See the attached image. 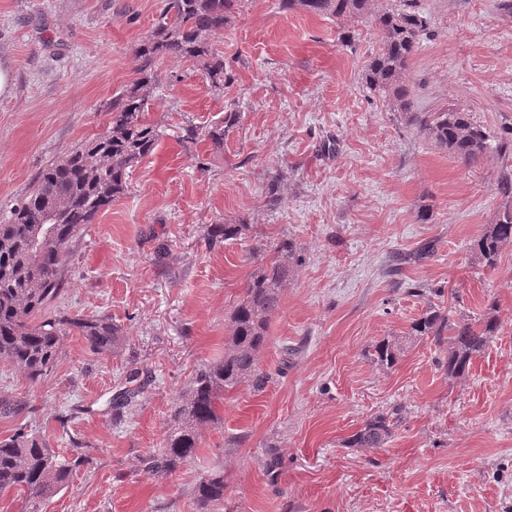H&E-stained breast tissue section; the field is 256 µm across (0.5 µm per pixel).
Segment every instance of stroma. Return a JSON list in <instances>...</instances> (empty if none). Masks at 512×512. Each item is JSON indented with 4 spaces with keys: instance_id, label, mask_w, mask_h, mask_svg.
Instances as JSON below:
<instances>
[{
    "instance_id": "35a3bbf8",
    "label": "stroma",
    "mask_w": 512,
    "mask_h": 512,
    "mask_svg": "<svg viewBox=\"0 0 512 512\" xmlns=\"http://www.w3.org/2000/svg\"><path fill=\"white\" fill-rule=\"evenodd\" d=\"M410 3L428 24L403 74L407 112L363 81L381 47L372 20L285 11L279 0H242L212 37L232 78L224 92L198 62L160 60L148 117L161 136L127 192L73 239L53 304L109 319L120 347L95 354L65 336L37 382L0 363V396L25 406L0 418L1 438L23 426L62 456L77 443L91 453L42 512H195L192 489L214 471L221 512H512V245L491 269L470 251L502 203L512 156L464 164L412 118L451 106L492 141L512 139V12L501 0H375L382 12ZM164 5L0 0V66L13 75L0 95V219L48 164L109 130L104 105L136 79L135 49ZM232 107L241 120L223 156L181 142L185 123ZM238 222L252 225L247 238L210 247V225ZM284 235L302 260L258 358L268 384L229 392L194 459L153 475L143 459L163 447L194 370L223 355L255 249ZM422 289L452 321L496 310L500 330L465 378H448L438 346L409 334ZM382 339L402 346L390 369L371 359ZM133 371L145 393L113 413ZM396 407L384 447H343Z\"/></svg>"
}]
</instances>
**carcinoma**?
Listing matches in <instances>:
<instances>
[{
  "mask_svg": "<svg viewBox=\"0 0 512 512\" xmlns=\"http://www.w3.org/2000/svg\"><path fill=\"white\" fill-rule=\"evenodd\" d=\"M238 0H166L151 34L135 49L138 78L112 97L107 111L112 127L106 133L71 149L38 176L23 202L0 221V362L37 382L48 376L58 358L64 336L76 332L96 354L118 348L121 329L107 319L71 317L49 310L65 280L62 248L98 213L125 194L126 172L153 151L157 126L146 117L157 85L158 62L176 56L199 62L210 88L218 93L231 82L211 37L224 30ZM285 10L361 21L370 17L377 25L381 49L366 65V87L389 99L402 112L410 111L409 93L402 82L410 58L418 49L427 21L414 10L379 13L374 0H280ZM241 119L234 109L206 126L182 128L185 143L207 142L212 154L224 151V138ZM438 147L465 164H474L490 151L512 152L508 143H494L485 128L468 112L455 108L425 112L418 118ZM505 202L491 223L484 225L472 249L486 266L494 267L504 246L512 244V176L501 178ZM250 224H213L207 231L212 243L244 239ZM300 260L295 241L282 236L266 254L256 258L244 296L227 318L224 356L195 371L170 416L171 429L162 450L143 459L149 472L163 477L190 462L197 453L199 430L220 421L217 413L224 393L248 384L264 390L269 376L258 368L260 351L267 343L271 317L280 309L281 292ZM500 323L494 309L478 318L451 322L431 305L414 320L412 334L430 338L444 349L441 366L450 379L469 374L473 359L497 335ZM400 359L391 340L373 346L372 360L390 369ZM130 386L112 401L118 413L138 405L145 382L132 375ZM399 422L398 413H380L366 419L344 438L345 448H381L389 442ZM90 463L81 448L67 459L46 439L15 429L0 439V492L15 491L25 500L24 512H39L42 502L68 484L73 470ZM196 512H218L224 503V474L203 477L194 490Z\"/></svg>",
  "mask_w": 512,
  "mask_h": 512,
  "instance_id": "carcinoma-1",
  "label": "carcinoma"
}]
</instances>
